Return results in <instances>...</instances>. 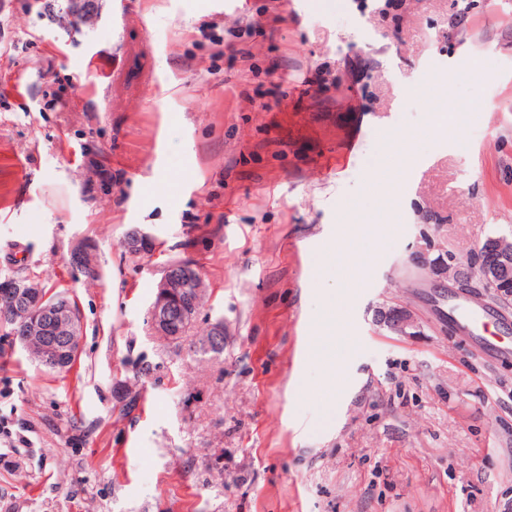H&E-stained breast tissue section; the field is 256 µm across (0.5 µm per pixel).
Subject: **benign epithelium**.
Wrapping results in <instances>:
<instances>
[{"instance_id": "obj_1", "label": "benign epithelium", "mask_w": 512, "mask_h": 512, "mask_svg": "<svg viewBox=\"0 0 512 512\" xmlns=\"http://www.w3.org/2000/svg\"><path fill=\"white\" fill-rule=\"evenodd\" d=\"M152 237L141 229L130 233L125 246L130 251H140ZM481 282L485 285L512 283V261L500 256L495 262L484 267ZM202 283V274L192 263L182 261L174 272H166L158 283L156 298L150 307L149 318L153 326L164 336L175 331L172 312L180 304L185 290L195 288ZM0 294L8 295L24 302L27 308L26 336L43 337L48 329L55 334L71 339L69 347L64 349L42 346L30 352V355L46 367L59 368L73 355L71 348L79 343L81 323L72 307L65 300H51L37 284L26 279H10Z\"/></svg>"}]
</instances>
